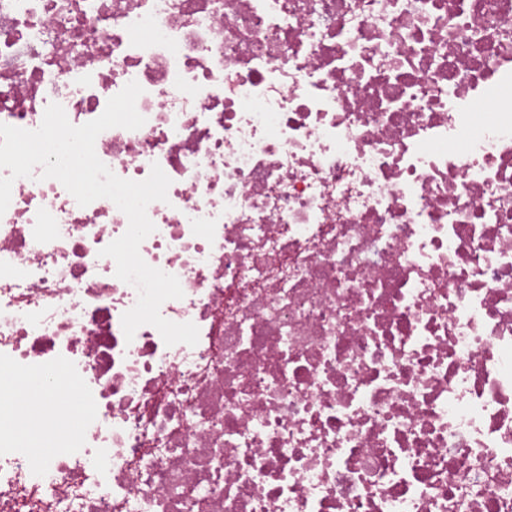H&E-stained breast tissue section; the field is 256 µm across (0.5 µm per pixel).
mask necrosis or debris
Returning <instances> with one entry per match:
<instances>
[{"instance_id": "necrosis-or-debris-1", "label": "necrosis or debris", "mask_w": 512, "mask_h": 512, "mask_svg": "<svg viewBox=\"0 0 512 512\" xmlns=\"http://www.w3.org/2000/svg\"><path fill=\"white\" fill-rule=\"evenodd\" d=\"M170 178L140 245L199 340L126 339L109 199L0 216V512H512V0H0V123Z\"/></svg>"}]
</instances>
